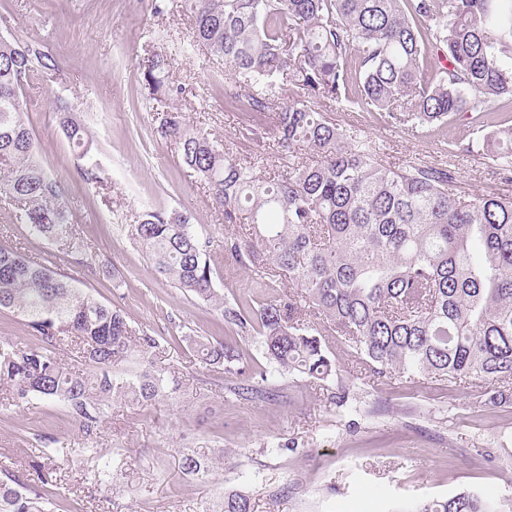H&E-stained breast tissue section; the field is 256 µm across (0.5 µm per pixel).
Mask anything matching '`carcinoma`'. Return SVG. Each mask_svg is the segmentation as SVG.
I'll return each instance as SVG.
<instances>
[{
	"label": "carcinoma",
	"instance_id": "1",
	"mask_svg": "<svg viewBox=\"0 0 512 512\" xmlns=\"http://www.w3.org/2000/svg\"><path fill=\"white\" fill-rule=\"evenodd\" d=\"M193 15L189 46L234 71L230 103L251 113L276 107L278 148L305 146L288 171L257 173L247 161L179 111L164 114L162 137L204 181L231 225L227 263L297 291L259 307L224 301L214 287L209 242L183 215L146 212L128 225L155 272L219 312L224 328L251 340L267 367H254L236 342L197 344L203 363L224 373L267 380L271 372L317 380L336 362L313 320L348 343L377 376L478 377L512 392V197L466 200L444 167L385 165L372 144L336 126L309 100L375 111L417 134L464 118L473 137L464 150L512 174V0H184ZM49 56L0 39V195L22 203L20 223L64 248L74 246L59 181L37 155L24 120L19 76L49 68ZM154 49L143 72L151 94L167 100L183 87L164 76ZM296 97L278 107L282 76ZM61 128L84 158L92 139L63 108ZM76 277L26 258L0 241V311L39 338L33 347L0 340V402L61 401L85 436L104 406L120 399L148 405L175 383L150 354L168 340L137 329L116 305L75 285ZM83 365L62 362L65 348ZM224 463L222 448L180 451L184 474L206 479ZM53 506L10 467H0V512H49ZM220 512H252L251 497L224 493ZM412 512H497L469 489Z\"/></svg>",
	"mask_w": 512,
	"mask_h": 512
}]
</instances>
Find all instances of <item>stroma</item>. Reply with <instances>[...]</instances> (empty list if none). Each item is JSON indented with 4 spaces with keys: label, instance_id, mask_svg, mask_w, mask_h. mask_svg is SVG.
Returning a JSON list of instances; mask_svg holds the SVG:
<instances>
[{
    "label": "stroma",
    "instance_id": "1",
    "mask_svg": "<svg viewBox=\"0 0 512 512\" xmlns=\"http://www.w3.org/2000/svg\"><path fill=\"white\" fill-rule=\"evenodd\" d=\"M193 20L182 0H0V37L53 56L56 67L25 79L22 101L39 156L63 187L82 242L81 288L120 306L132 324L173 337L153 357L170 368L174 392L149 406L114 401L94 439L75 427L64 403L41 399L0 408V464L32 487L38 467L55 470L54 512H212L225 492H248L254 512H400L462 488L512 512V397L489 401L477 379L449 381L371 377L345 344H332L337 379L277 374L262 396L243 400L234 379L206 365L190 338L220 335L219 313L158 276L128 224L150 210H175L209 238L217 290L226 301L259 302L291 291L288 279L268 288L224 258V217L177 147L161 137L158 116L177 107L187 123L223 139L243 157L284 161L271 122L254 123L230 107L222 61L186 56ZM172 57L169 79L189 88L176 105L152 100L141 85L149 51ZM88 129L91 160L101 173L85 183L81 162L62 133L57 101ZM316 111L357 130L384 163L416 162L455 171L458 195L512 197L479 154L453 150L471 127L459 123L419 137L346 103L314 102ZM18 203L0 198V230L29 259L49 258L71 271L76 255L14 223ZM185 448H220L224 465L203 481L178 465Z\"/></svg>",
    "mask_w": 512,
    "mask_h": 512
}]
</instances>
